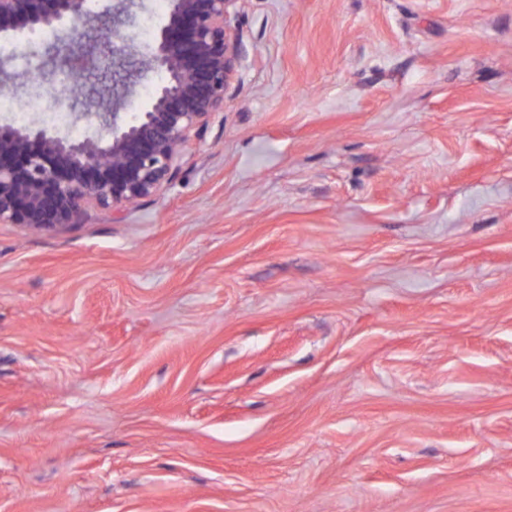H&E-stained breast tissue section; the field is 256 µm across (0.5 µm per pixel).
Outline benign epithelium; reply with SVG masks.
Here are the masks:
<instances>
[{
    "instance_id": "1",
    "label": "benign epithelium",
    "mask_w": 512,
    "mask_h": 512,
    "mask_svg": "<svg viewBox=\"0 0 512 512\" xmlns=\"http://www.w3.org/2000/svg\"><path fill=\"white\" fill-rule=\"evenodd\" d=\"M241 0H171L154 45L126 78L162 72L148 106L132 123L110 112L78 109V102L54 99L77 121L98 122L104 133L74 137L68 132L0 123V224L50 232L75 223L89 205L122 209L158 194L180 170L187 146L224 111L242 60L237 24ZM135 0H111L106 12L121 23ZM100 18L92 0H0V37L49 29L67 38ZM115 41L71 56L60 52L69 75L91 71L98 60L131 55L117 30Z\"/></svg>"
}]
</instances>
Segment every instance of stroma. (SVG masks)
<instances>
[{
	"label": "stroma",
	"mask_w": 512,
	"mask_h": 512,
	"mask_svg": "<svg viewBox=\"0 0 512 512\" xmlns=\"http://www.w3.org/2000/svg\"><path fill=\"white\" fill-rule=\"evenodd\" d=\"M239 24L172 184L0 224V512H512V0ZM37 41L0 121L98 136Z\"/></svg>",
	"instance_id": "35a3bbf8"
}]
</instances>
